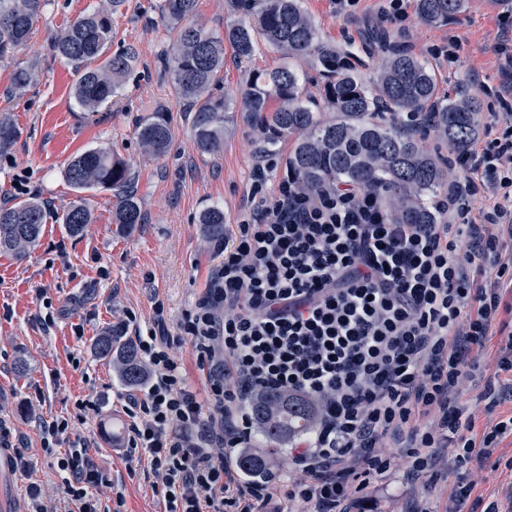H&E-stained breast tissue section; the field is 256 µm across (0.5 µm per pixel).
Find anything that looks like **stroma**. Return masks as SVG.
Here are the masks:
<instances>
[{
    "label": "stroma",
    "mask_w": 512,
    "mask_h": 512,
    "mask_svg": "<svg viewBox=\"0 0 512 512\" xmlns=\"http://www.w3.org/2000/svg\"><path fill=\"white\" fill-rule=\"evenodd\" d=\"M158 0H127L113 17L111 50L134 46L139 53L120 103L84 111L73 96L74 73L54 52L55 39L99 0H48L28 45L0 60V119L19 129V137L0 153V204L20 200L14 183L24 178L30 195L47 208L38 246L22 260L0 253V443L16 450L11 489L26 512H63L69 505L58 460L71 448L89 444L102 480L90 497L120 504L121 512H165V502L151 489L145 466L126 448L113 447V424L127 425L130 389L99 360L92 340L105 329L121 327L131 337L154 328L164 318L173 353L186 368L193 390L204 380L189 339L179 326L219 269L216 246L205 243L200 215L217 206L224 211V237L232 239L246 207L253 169L262 152L251 128L240 118L224 128V147L201 153L193 138L191 114L176 96L158 65L174 34L146 11ZM320 37L350 51L365 82H373L378 50L370 30L390 35L394 44L428 60L442 94L460 92L478 98L483 115L501 112L494 91L506 76L494 50L503 28L512 24V0H466L464 11L437 23H423L417 0H408L406 30L380 18L377 0H358L337 14L332 0H302ZM456 38L455 62L428 59V47ZM283 58L257 42L251 58L224 50L223 92L235 95L254 72L283 65ZM34 68L24 94L13 90L15 70ZM163 109L171 144L161 157L142 151L138 118ZM107 147L139 173L138 194L145 222L119 233L112 221L110 191L84 192L93 221L85 236H68L63 213L75 200L65 169L76 155ZM163 313H156V305ZM67 420L69 428L52 451L41 443L40 425ZM451 487L408 481L403 466L372 481L352 504V512H408L414 498L426 496L433 512H444Z\"/></svg>",
    "instance_id": "1"
}]
</instances>
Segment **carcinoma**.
<instances>
[{
	"instance_id": "obj_1",
	"label": "carcinoma",
	"mask_w": 512,
	"mask_h": 512,
	"mask_svg": "<svg viewBox=\"0 0 512 512\" xmlns=\"http://www.w3.org/2000/svg\"><path fill=\"white\" fill-rule=\"evenodd\" d=\"M197 0H161L157 9L176 31L172 48L161 68L176 94L192 112L194 141L203 153H215L224 144L227 113L239 112L257 134L264 151L294 138L286 160L288 172L299 187L314 192L336 183H351L378 193L399 224H434L437 213L432 197L452 178L451 167L429 149L424 137L400 120L403 114L429 112L431 127L454 151L466 149L475 139L481 119L480 104L457 95L439 99L437 80L430 66L388 44L384 32L372 41L386 51L372 84L363 81L350 54L323 42L301 0H244L248 20L224 28L220 36L195 22ZM125 0H101L100 6L77 19L55 41L61 60L72 66L73 92L78 103L95 112L121 95L127 74L136 66L138 52L128 46L109 55L113 15ZM465 0H418L425 23L448 19L460 12ZM45 0H0V59H6L29 40ZM263 38L283 58L309 55L324 77L322 101L303 90L298 72L287 65L254 73L238 96H217L223 81L224 44L237 57L248 58L256 37ZM137 137L144 152L163 155L169 146L170 128L160 111L138 119ZM18 138L16 127L0 120V151ZM66 180L77 192L96 188L112 191L116 199L113 220L131 232L144 223L137 199L138 172L112 151L93 148L75 156L65 170ZM44 204L35 198L0 205V252L25 258L43 234ZM92 213L78 199L62 215L65 231L84 234ZM209 243L224 241V210L207 209L199 219ZM92 348L112 364L113 375L130 389L142 387L148 369L136 342L119 327L97 336ZM258 424V443L273 450L302 436L314 426L315 406L284 393L261 391L251 402ZM271 459L265 452L247 450L238 458L240 472L250 478L267 474Z\"/></svg>"
}]
</instances>
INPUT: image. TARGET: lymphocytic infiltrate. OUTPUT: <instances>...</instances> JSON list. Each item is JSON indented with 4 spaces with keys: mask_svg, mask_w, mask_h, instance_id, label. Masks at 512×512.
<instances>
[{
    "mask_svg": "<svg viewBox=\"0 0 512 512\" xmlns=\"http://www.w3.org/2000/svg\"><path fill=\"white\" fill-rule=\"evenodd\" d=\"M495 96L507 112L456 155L463 175L435 203L434 224L396 223L376 193L349 184L307 193L287 176L270 191L274 158L257 166L250 207L180 325L205 399L165 331L137 339L150 374L129 399V445L158 478L167 512H264L276 486L241 480L223 455L250 447L245 402L260 390L318 408L314 429L292 444V512H349L392 467L389 444L421 473L431 449H454L460 469L512 436V418L493 417V384L479 415L462 389L489 344L497 371H512V329L500 323L512 313V80ZM58 467L78 512H112L88 496L100 480L89 446Z\"/></svg>",
    "mask_w": 512,
    "mask_h": 512,
    "instance_id": "f902f5d3",
    "label": "lymphocytic infiltrate"
}]
</instances>
